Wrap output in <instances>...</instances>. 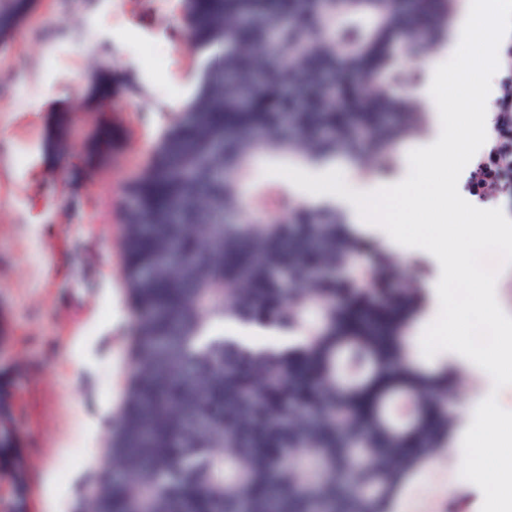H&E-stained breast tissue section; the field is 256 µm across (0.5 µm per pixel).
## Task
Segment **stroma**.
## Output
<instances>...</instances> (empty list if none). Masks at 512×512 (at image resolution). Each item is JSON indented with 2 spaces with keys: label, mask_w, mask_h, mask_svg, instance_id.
Returning <instances> with one entry per match:
<instances>
[{
  "label": "stroma",
  "mask_w": 512,
  "mask_h": 512,
  "mask_svg": "<svg viewBox=\"0 0 512 512\" xmlns=\"http://www.w3.org/2000/svg\"><path fill=\"white\" fill-rule=\"evenodd\" d=\"M110 67L112 108L91 86ZM182 0H38L0 52V384L25 512H84L129 371L120 215L195 86ZM112 150L89 170L95 120ZM459 464L411 512H480Z\"/></svg>",
  "instance_id": "35a3bbf8"
}]
</instances>
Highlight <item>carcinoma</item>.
Returning <instances> with one entry per match:
<instances>
[{
	"mask_svg": "<svg viewBox=\"0 0 512 512\" xmlns=\"http://www.w3.org/2000/svg\"><path fill=\"white\" fill-rule=\"evenodd\" d=\"M458 2L183 0L197 83L133 187L115 477L86 512H407L424 476L448 468L462 426L450 397L480 383L419 357L424 285L343 211L254 173L344 155L368 178L424 136L426 102L388 74L445 45ZM35 3L0 0V51ZM492 108L494 163L512 171L511 77ZM511 194L496 179L482 199ZM226 323L283 337L252 343ZM0 393L1 462L16 437ZM22 509L18 482L0 512Z\"/></svg>",
	"mask_w": 512,
	"mask_h": 512,
	"instance_id": "carcinoma-1",
	"label": "carcinoma"
}]
</instances>
